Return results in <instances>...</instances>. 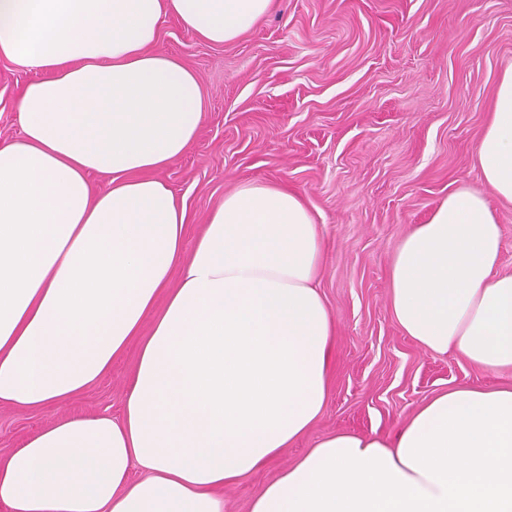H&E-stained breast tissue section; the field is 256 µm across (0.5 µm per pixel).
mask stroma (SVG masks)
Wrapping results in <instances>:
<instances>
[{"mask_svg":"<svg viewBox=\"0 0 512 512\" xmlns=\"http://www.w3.org/2000/svg\"><path fill=\"white\" fill-rule=\"evenodd\" d=\"M159 48L199 76L206 99L195 146L159 174L186 207L187 242L241 184L299 191L323 233L320 290L336 323L325 413L275 468L225 488L224 512H249L263 485L326 434L389 436L444 390L512 385V371L488 375L405 336L388 280L402 237L461 188L495 210L500 268L512 272V204L485 183L475 154L512 68V0H277L224 46L166 18ZM42 76L0 58V140L19 138L18 95ZM134 366L127 352L58 408L0 406V458L64 417L119 415Z\"/></svg>","mask_w":512,"mask_h":512,"instance_id":"stroma-1","label":"stroma"}]
</instances>
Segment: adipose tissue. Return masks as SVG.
Instances as JSON below:
<instances>
[{
  "label": "adipose tissue",
  "mask_w": 512,
  "mask_h": 512,
  "mask_svg": "<svg viewBox=\"0 0 512 512\" xmlns=\"http://www.w3.org/2000/svg\"><path fill=\"white\" fill-rule=\"evenodd\" d=\"M275 2L0 0V57L45 73L19 94L20 138L0 142V406H63L137 348L119 418L61 419L0 459L6 512H224L225 487L324 414L336 327L303 195L241 185L189 250L158 177L205 117L197 74L158 48L164 18L221 46ZM476 157L511 203L512 70ZM501 250L485 197L449 194L391 264L401 332L489 375L512 368ZM250 512H512V386L445 391L389 438L325 435Z\"/></svg>",
  "instance_id": "adipose-tissue-1"
}]
</instances>
